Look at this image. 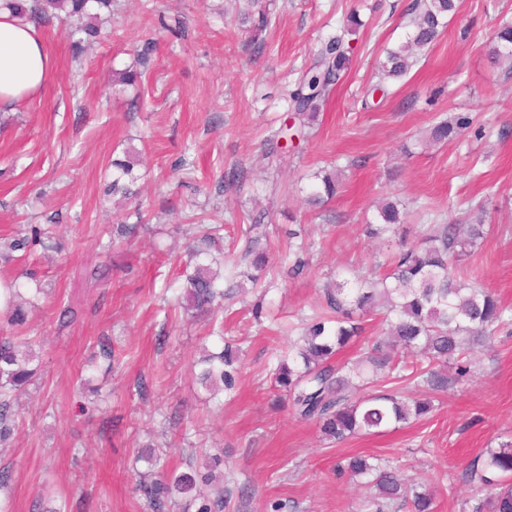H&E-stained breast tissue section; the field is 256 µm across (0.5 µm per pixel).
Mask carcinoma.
<instances>
[{
	"label": "carcinoma",
	"instance_id": "cac0c4a2",
	"mask_svg": "<svg viewBox=\"0 0 512 512\" xmlns=\"http://www.w3.org/2000/svg\"><path fill=\"white\" fill-rule=\"evenodd\" d=\"M89 0H0L21 21L39 26L63 11L75 19L73 48L84 51L86 43L100 35L96 24L84 22ZM269 0H246L242 22L251 25L254 35L270 24ZM458 8L457 0H421L413 30L407 41L387 52L381 64L382 78H400L412 67L416 52L429 47L445 27L448 15ZM494 65H512V25L502 26L488 49ZM343 39H330L314 53L309 70L289 93L288 111L292 125L300 128L314 116L318 102L326 97L347 67ZM469 117L458 115L435 123L430 138L436 143L457 138L471 126ZM138 176L129 160L112 161L109 191L125 199L136 194L132 186ZM336 173L322 176L323 192L308 198L317 205L336 195ZM407 212L398 203L388 202L378 211V224L365 225L370 238H383L404 223ZM139 225L118 224L112 248L129 242ZM244 246L242 260L257 270L275 266L289 277L302 274L307 266L304 246L288 244V249L270 253L268 234L256 220L240 227ZM489 228L482 223L467 225L461 235L456 224H429L427 233L416 234L417 242L399 247L379 271L363 277L347 278L339 273L335 287L323 290L319 308L306 319L301 336L273 356L274 390L289 404L296 417L315 424L324 440L337 444L359 434L382 433L388 428L418 421L433 410L428 397L408 395V388L420 386L428 393L448 391V367L458 377L470 372L468 357L504 331L512 334V311L489 289L476 282L461 280L464 262L485 240ZM44 232L29 225L26 232L8 243L12 251L44 244ZM211 240L192 251V271L185 272L183 292L176 302L186 316L204 318L224 309L232 289L224 287L213 272V265L224 261V251L210 252ZM40 285L14 277L0 281V316L11 333L0 336V444L14 432L10 394L23 391L35 377L32 366L36 355L32 342L20 336L26 325L28 308L35 306ZM368 317L380 319L379 331L367 339L354 359L342 360L340 352L357 341ZM98 356L107 365H119L120 350L108 340L99 342ZM243 350L226 342L218 351L203 349L198 360L202 369L198 381L211 395L224 391L228 398L238 388ZM388 382L393 389L369 393L377 382ZM150 465V473L140 478L134 493L145 512H171L183 500V512H224L229 496L215 472L224 470V456H207L208 472L193 463L182 471L161 464V455L151 446L138 451ZM479 475L480 487L459 502V512H512V437L484 453ZM339 477H347L373 491L365 500L367 512H389L394 505L409 512H435L440 488L430 483L407 482L400 478L389 460L365 455L346 457L336 466Z\"/></svg>",
	"mask_w": 512,
	"mask_h": 512
}]
</instances>
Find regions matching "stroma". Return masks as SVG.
I'll use <instances>...</instances> for the list:
<instances>
[{"label": "stroma", "instance_id": "obj_1", "mask_svg": "<svg viewBox=\"0 0 512 512\" xmlns=\"http://www.w3.org/2000/svg\"><path fill=\"white\" fill-rule=\"evenodd\" d=\"M414 5L271 0V25L257 44L238 24L241 0H115L101 37L77 57L71 18L61 12L41 25L52 78L0 113V244L24 224L50 235L49 248L0 258V279L31 273L47 291L25 330L39 373L13 406L12 439L0 445V469L11 474L0 512L42 504L143 512L132 487L148 469L136 450L150 442L178 469L200 449H223L226 512H271L276 501L289 512H360L365 488L334 474L340 458L356 453L391 458L405 481L434 482L437 512H458L473 489L468 469L512 436V337L472 355L469 375L439 395L430 417L338 447L269 403L272 348L291 343L337 270L364 272L394 251L362 231L383 200L405 204L411 225L421 212L435 224L461 217L492 225L465 276L512 307V71L487 60L495 30L512 24V0H459L407 75L382 81L378 65L409 36ZM353 12L362 25L349 33ZM335 36L347 70L309 135L268 154L264 141L287 116L285 91ZM141 53L149 61L140 84H113L114 70ZM381 82L386 95L370 96ZM459 114L473 128L424 145L432 125ZM130 153L136 197L106 195L113 160ZM332 162L341 189L309 206L311 174ZM231 170L239 182L225 181ZM256 218L274 252L297 231L309 266L288 281L272 275L261 322L250 312L258 298L251 287L219 314L225 338L246 351L236 398L220 402L196 378L207 320L168 306L189 237L222 226L220 274L228 278L237 227ZM118 222L144 230L110 252ZM105 338L122 349L114 371L95 355Z\"/></svg>", "mask_w": 512, "mask_h": 512}]
</instances>
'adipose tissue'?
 I'll use <instances>...</instances> for the list:
<instances>
[{"instance_id": "ef3b65f1", "label": "adipose tissue", "mask_w": 512, "mask_h": 512, "mask_svg": "<svg viewBox=\"0 0 512 512\" xmlns=\"http://www.w3.org/2000/svg\"><path fill=\"white\" fill-rule=\"evenodd\" d=\"M54 67L37 28L0 10V108L40 91Z\"/></svg>"}]
</instances>
